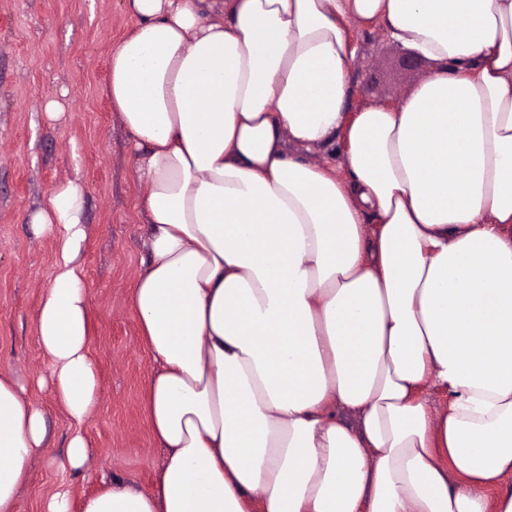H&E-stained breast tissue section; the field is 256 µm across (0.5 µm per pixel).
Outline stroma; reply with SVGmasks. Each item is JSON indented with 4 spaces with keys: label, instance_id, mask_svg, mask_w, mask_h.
<instances>
[{
    "label": "stroma",
    "instance_id": "1",
    "mask_svg": "<svg viewBox=\"0 0 512 512\" xmlns=\"http://www.w3.org/2000/svg\"><path fill=\"white\" fill-rule=\"evenodd\" d=\"M135 25L123 0H0V375L28 385L49 417L51 438L29 462L31 478L17 512H40L58 480L49 459L63 456L69 423L49 392L32 388L48 359L35 315L52 276L55 246L37 234L31 214L58 183L85 187L84 254L99 372L98 408L85 426L86 468L72 478L75 498L101 478L149 492L163 450L143 412L155 363L130 308L148 260L149 226L140 208L129 134L103 92L112 46ZM360 55L347 111L401 103L433 69L412 48L391 42L379 25H351ZM62 97L65 117L46 121L47 99Z\"/></svg>",
    "mask_w": 512,
    "mask_h": 512
}]
</instances>
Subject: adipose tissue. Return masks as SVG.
I'll return each mask as SVG.
<instances>
[{
	"instance_id": "adipose-tissue-1",
	"label": "adipose tissue",
	"mask_w": 512,
	"mask_h": 512,
	"mask_svg": "<svg viewBox=\"0 0 512 512\" xmlns=\"http://www.w3.org/2000/svg\"><path fill=\"white\" fill-rule=\"evenodd\" d=\"M125 8L104 93L146 188L131 308L166 456L153 493L115 481L76 512H512V0ZM351 20L433 62L398 106L346 111ZM83 205L69 179L31 217L55 242L37 385L69 475L99 387ZM47 438L0 377V512Z\"/></svg>"
}]
</instances>
